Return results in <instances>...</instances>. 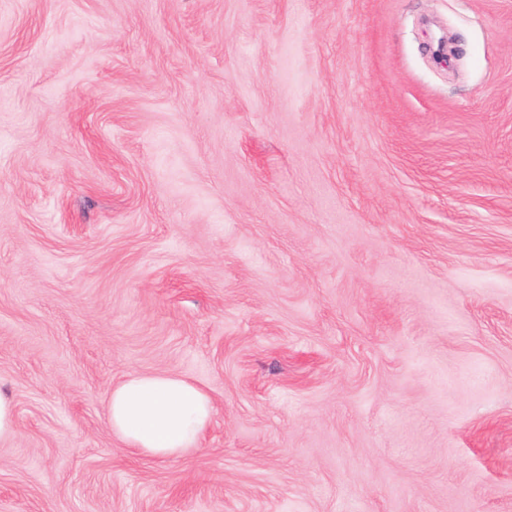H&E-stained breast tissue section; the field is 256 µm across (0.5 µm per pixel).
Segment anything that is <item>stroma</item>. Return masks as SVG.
Masks as SVG:
<instances>
[{
	"label": "stroma",
	"instance_id": "1",
	"mask_svg": "<svg viewBox=\"0 0 512 512\" xmlns=\"http://www.w3.org/2000/svg\"><path fill=\"white\" fill-rule=\"evenodd\" d=\"M0 389V512H512V0H0ZM214 413L210 395L184 377L134 373L112 388L107 419L127 448L168 459L196 450ZM17 434L13 400L0 392V441L13 438Z\"/></svg>",
	"mask_w": 512,
	"mask_h": 512
}]
</instances>
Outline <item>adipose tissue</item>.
<instances>
[{"label": "adipose tissue", "mask_w": 512, "mask_h": 512, "mask_svg": "<svg viewBox=\"0 0 512 512\" xmlns=\"http://www.w3.org/2000/svg\"><path fill=\"white\" fill-rule=\"evenodd\" d=\"M214 413L210 395L184 377L134 373L113 387L107 419L126 447L168 459L196 450Z\"/></svg>", "instance_id": "adipose-tissue-1"}]
</instances>
